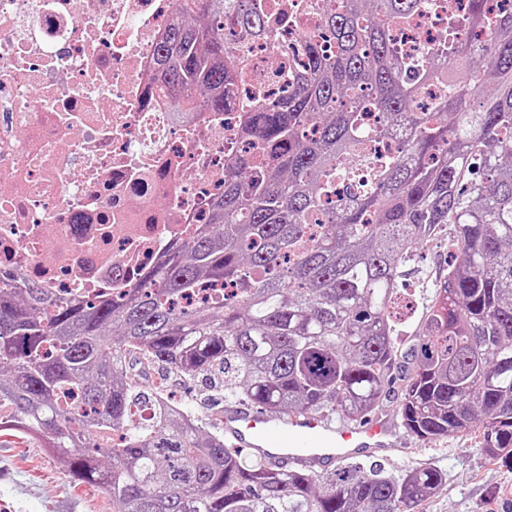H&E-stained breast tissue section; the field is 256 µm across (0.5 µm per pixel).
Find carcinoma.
<instances>
[{
    "label": "carcinoma",
    "mask_w": 512,
    "mask_h": 512,
    "mask_svg": "<svg viewBox=\"0 0 512 512\" xmlns=\"http://www.w3.org/2000/svg\"><path fill=\"white\" fill-rule=\"evenodd\" d=\"M177 2L191 22L158 48L161 82L196 86L222 112L252 75L216 19L231 5L259 38L262 2ZM470 2L464 31L488 0ZM424 7L346 0L325 13L336 52L308 37L288 94L244 118L253 152L224 168L209 228L117 299L0 288V438L38 441L112 512H413L445 487L441 467H268L144 391L133 361L213 377L224 401L278 418L359 422L402 354L408 268L448 228V274L417 283L402 424L422 441L473 432L487 456L512 458V9L483 44L445 38L404 57L390 28ZM431 84L438 94L419 104ZM384 139L394 150L371 156ZM215 282L232 297L190 306Z\"/></svg>",
    "instance_id": "obj_1"
}]
</instances>
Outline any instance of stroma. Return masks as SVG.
<instances>
[{
	"label": "stroma",
	"mask_w": 512,
	"mask_h": 512,
	"mask_svg": "<svg viewBox=\"0 0 512 512\" xmlns=\"http://www.w3.org/2000/svg\"><path fill=\"white\" fill-rule=\"evenodd\" d=\"M406 371L395 364L390 382L375 410L395 422L400 450L385 461L392 474L436 464L446 470V487L426 506L427 512H512V497L500 496L512 486V461L481 453L472 436L451 435L435 442L417 439L401 425V399ZM166 379L177 399L199 416L219 412L224 392L202 377L188 379L150 368L143 377L150 384ZM0 512H112V501L101 489L73 486L63 461L47 455L37 443L0 442Z\"/></svg>",
	"instance_id": "1"
}]
</instances>
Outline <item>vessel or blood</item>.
<instances>
[{"mask_svg": "<svg viewBox=\"0 0 512 512\" xmlns=\"http://www.w3.org/2000/svg\"><path fill=\"white\" fill-rule=\"evenodd\" d=\"M222 429L232 447L247 450L253 459L310 471L360 452L385 457L395 447L391 424L379 417L346 427L309 412L279 420L228 406L223 410Z\"/></svg>", "mask_w": 512, "mask_h": 512, "instance_id": "obj_1", "label": "vessel or blood"}]
</instances>
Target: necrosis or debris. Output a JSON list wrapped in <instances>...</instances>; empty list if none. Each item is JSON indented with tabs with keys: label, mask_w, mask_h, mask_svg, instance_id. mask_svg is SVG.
Instances as JSON below:
<instances>
[{
	"label": "necrosis or debris",
	"mask_w": 512,
	"mask_h": 512,
	"mask_svg": "<svg viewBox=\"0 0 512 512\" xmlns=\"http://www.w3.org/2000/svg\"><path fill=\"white\" fill-rule=\"evenodd\" d=\"M270 22L224 35L254 74L229 111H175L157 47L177 0H0V272L83 297L118 294L204 228L224 162L246 140L242 104L275 101L306 34L340 0H266ZM465 13L449 0L392 36L416 55Z\"/></svg>",
	"instance_id": "obj_1"
}]
</instances>
